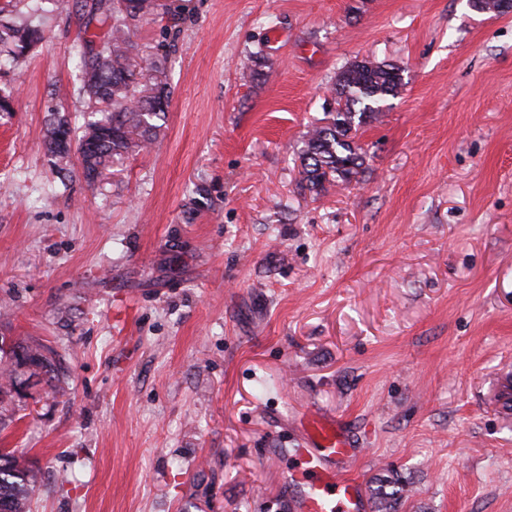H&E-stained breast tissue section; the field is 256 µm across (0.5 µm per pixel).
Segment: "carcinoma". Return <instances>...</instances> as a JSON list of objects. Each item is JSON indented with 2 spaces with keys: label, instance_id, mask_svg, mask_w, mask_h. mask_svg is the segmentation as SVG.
<instances>
[{
  "label": "carcinoma",
  "instance_id": "carcinoma-1",
  "mask_svg": "<svg viewBox=\"0 0 512 512\" xmlns=\"http://www.w3.org/2000/svg\"><path fill=\"white\" fill-rule=\"evenodd\" d=\"M12 16L0 18V47L18 60L41 40L35 20L46 0H11ZM165 11L161 0H106L93 3L89 14L105 30L80 40L79 94L92 105L93 120L87 122L76 141L82 175L94 185L109 178L112 159L140 152L159 135L160 121L169 107L170 90L165 58L157 53L141 54L134 41L141 23ZM403 86L402 69L382 61L356 60L343 68L330 92L334 111L325 124L306 135L300 153V185L314 196L331 186L359 181L366 169V154L355 141L357 132L384 110L388 97ZM75 128L67 116L51 113L44 134L47 152L62 162L70 148L56 150L52 140L56 127ZM22 352L38 363L49 379L57 378L51 350L41 343H9L0 336V368L7 381L0 383V424L8 417L5 402L13 396L16 375L14 356ZM38 472L19 465L14 452L0 448V507L6 512H29V496ZM403 486L397 479H380L372 491L375 512H392Z\"/></svg>",
  "mask_w": 512,
  "mask_h": 512
}]
</instances>
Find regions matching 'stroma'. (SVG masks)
Returning <instances> with one entry per match:
<instances>
[{
	"label": "stroma",
	"mask_w": 512,
	"mask_h": 512,
	"mask_svg": "<svg viewBox=\"0 0 512 512\" xmlns=\"http://www.w3.org/2000/svg\"><path fill=\"white\" fill-rule=\"evenodd\" d=\"M154 145L88 184L42 144L83 121L76 47L51 6L0 59V336L54 352L0 448L34 468L30 512H290L302 418L336 417L363 494L396 512H512V12L468 0H165ZM404 86L357 135L360 182L298 187L307 131L347 63ZM52 112L53 113H51V115H50L51 118L49 119V121L47 123L46 131L44 134V145H45L47 152L51 156H54L60 162H63L64 160H65V162H67L66 159L69 157V153L71 151L70 144L73 141V137L75 135L76 130L74 127H72L71 121L68 119V117L66 115L61 114L60 111H52ZM59 125L67 126V128L70 132V142L68 144V147L57 151L56 149H54L52 147L51 141L53 140V137L55 135L56 127ZM392 479H378V485L372 491L375 512H391L400 498L403 486L398 479ZM388 487L392 488L390 492L387 491Z\"/></svg>",
	"instance_id": "1"
}]
</instances>
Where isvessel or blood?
Segmentation results:
<instances>
[{
    "instance_id": "obj_1",
    "label": "vessel or blood",
    "mask_w": 512,
    "mask_h": 512,
    "mask_svg": "<svg viewBox=\"0 0 512 512\" xmlns=\"http://www.w3.org/2000/svg\"><path fill=\"white\" fill-rule=\"evenodd\" d=\"M274 454L291 461L285 481L292 491L291 512H366L358 480L341 470L355 449L335 416L321 410L309 414L301 446Z\"/></svg>"
}]
</instances>
